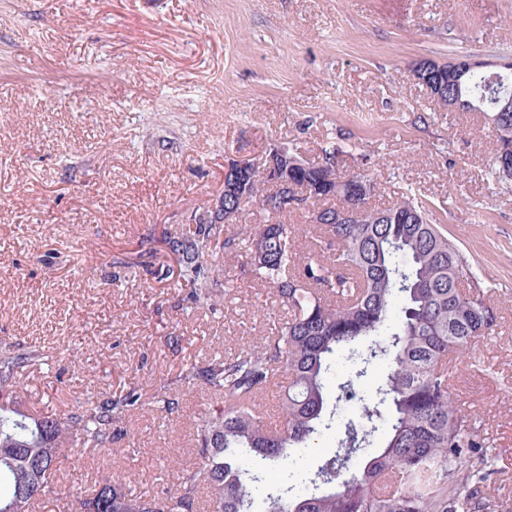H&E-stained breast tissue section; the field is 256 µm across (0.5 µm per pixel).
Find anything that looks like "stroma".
<instances>
[{"instance_id":"obj_1","label":"stroma","mask_w":512,"mask_h":512,"mask_svg":"<svg viewBox=\"0 0 512 512\" xmlns=\"http://www.w3.org/2000/svg\"><path fill=\"white\" fill-rule=\"evenodd\" d=\"M461 56L512 60V0H0V339L50 356L22 371L21 402L142 401L112 448L65 461L36 512L105 478L174 490L194 417L218 405L181 368L287 319L244 257L216 258L230 279L216 311H185L184 290L138 263L221 195L228 160L279 142L310 159L340 148L373 204L413 196L488 290L498 326L457 356L453 385L485 440L484 490L512 512V183L492 174L484 114L442 108L414 77ZM162 381L182 416L155 409Z\"/></svg>"}]
</instances>
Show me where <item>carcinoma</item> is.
I'll use <instances>...</instances> for the list:
<instances>
[{
    "label": "carcinoma",
    "mask_w": 512,
    "mask_h": 512,
    "mask_svg": "<svg viewBox=\"0 0 512 512\" xmlns=\"http://www.w3.org/2000/svg\"><path fill=\"white\" fill-rule=\"evenodd\" d=\"M417 70L427 85H438L440 106L478 108L493 120L492 170L499 183H509L501 155L512 154V74L494 80L472 71L450 83L434 62ZM336 155L324 149L322 157L300 158L289 168L286 206L270 205L285 189L261 165L251 164L243 177L229 172L233 193L214 207L208 201L197 207L185 230L148 251L169 260L165 278L188 288L193 307L214 309L224 303L228 280L215 275L211 259L244 249L254 280L272 289L290 316L256 346L181 368L183 383L222 395L224 408L194 420L198 462L180 469L174 493L134 494L122 482L101 481L66 502L65 512H196L202 488L206 512H498L496 499L480 486L487 475L484 441L448 381L450 354L491 334L496 309L484 299L479 306L469 301L475 285L469 266L415 198L370 205L374 182L362 173L338 175ZM359 202L365 206L359 220L337 221ZM249 204L263 214L255 225L243 220ZM301 206L318 229L303 255L288 224ZM341 358L352 362L349 379L339 385L343 393L383 371L371 403L359 419L344 422L337 448L302 479L311 489L269 483V470L288 469L289 449H308L335 429L328 376ZM47 360L36 346L0 342V506L19 498L21 512L56 493L55 477L72 441L90 455L110 448L114 423L140 402L132 389L65 417L26 413L20 372ZM283 376L288 390L273 429L260 402ZM154 400L162 412H179V400L162 382ZM380 429L381 446L367 452ZM259 486L267 494L258 506Z\"/></svg>",
    "instance_id": "carcinoma-1"
}]
</instances>
